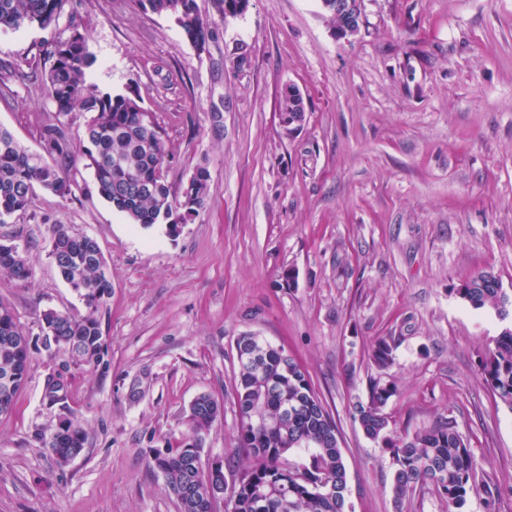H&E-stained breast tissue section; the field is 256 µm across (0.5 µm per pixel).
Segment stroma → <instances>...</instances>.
<instances>
[{"label":"stroma","instance_id":"35a3bbf8","mask_svg":"<svg viewBox=\"0 0 512 512\" xmlns=\"http://www.w3.org/2000/svg\"><path fill=\"white\" fill-rule=\"evenodd\" d=\"M197 3L211 31L201 51L134 0H70L53 29L0 31V125L23 146L43 151L56 118L72 148L83 140L86 114L57 117L28 65L79 27L95 58L88 82L137 88L156 118L173 195L197 167L210 175L205 207L176 237L129 223L79 157L69 195L36 190L0 224V244L24 249L30 267L26 280L0 277V303L31 341L28 379L0 416V512H179L148 458L183 440L202 394L224 414L201 464L231 459L236 478L245 331L284 346L333 416L348 512H448L428 491L395 506L391 456L353 412L373 378L398 388L385 407L397 434L454 419L498 490L496 512H512V410L479 371L505 323L455 292L479 268L512 292V0H361L348 41L318 0H250L230 20ZM239 48L250 66L236 72ZM289 86L305 107L291 130ZM55 224L97 241L112 282L103 362L70 369L86 442L64 466L32 438L58 420L41 399L55 361L38 316L86 312L49 256ZM381 338L395 355L383 371L370 358Z\"/></svg>","mask_w":512,"mask_h":512}]
</instances>
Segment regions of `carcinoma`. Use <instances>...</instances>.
<instances>
[{
    "mask_svg": "<svg viewBox=\"0 0 512 512\" xmlns=\"http://www.w3.org/2000/svg\"><path fill=\"white\" fill-rule=\"evenodd\" d=\"M143 11L171 18L185 39L199 48L209 38L210 30L197 0H134ZM67 0H0V30H18L36 26L47 30L55 26ZM47 89L57 113L67 116L74 111L88 114L81 149L85 166L92 170L99 195L132 224L144 228L165 226L175 235L204 208L209 172L199 166L176 198L164 174L166 152L160 128L141 106L140 96L104 93L86 80V70L93 59L85 34L75 30L51 45L43 61ZM46 154L21 146L13 134L0 126V223L28 208L35 188L60 196L71 192L67 169L71 152L65 134L57 123L43 130ZM58 156L49 161L47 156ZM50 256L64 281L85 303L88 313L75 317L54 309L40 314V324L54 329L44 341L50 356L59 360L58 373L67 378L71 365L94 367L99 363L103 340L98 310L112 293L106 263L97 242L75 233L67 224L52 228ZM0 274L17 280L29 275L24 250L0 244ZM459 297L474 310L499 312L512 306V294L502 288L491 270L478 269L461 287ZM23 332L9 307L0 303V375L7 373L14 358L7 350L10 337ZM236 342L261 354V364L238 362L235 405L241 411L256 407L273 416L288 408V435L275 429L239 423L235 453L251 459L242 472L248 479L238 493L235 512H346L348 485L342 450L334 418L325 408L302 365L284 348L276 347L253 333L240 334ZM371 358L385 370L394 362V346L385 339L375 342ZM18 362V379L13 393L0 415L10 413L17 394L26 381L30 350L23 351ZM481 375L490 388L495 403L512 410V328H504L494 347L482 358ZM397 393L394 386L373 379L368 401L355 407L365 435L381 441L394 465L392 492L400 504L425 485L448 505L462 508L467 499L481 492L487 506H492L494 492L484 483L479 462L471 454L464 438L451 419H441L412 435L392 434L384 412ZM69 388L57 387L43 393V403L59 407L64 413L49 430L37 429L34 440L55 458L58 464L70 462L83 449L86 433L67 414ZM211 403L204 401L189 409V434L173 447L159 449L150 456L149 465L161 472L170 494L180 496L183 512H203L200 500L205 487L199 448L216 421ZM265 491L267 505H255V491Z\"/></svg>",
    "mask_w": 512,
    "mask_h": 512,
    "instance_id": "1",
    "label": "carcinoma"
}]
</instances>
